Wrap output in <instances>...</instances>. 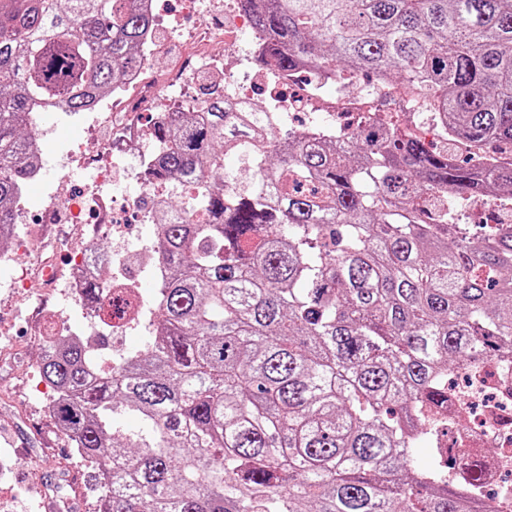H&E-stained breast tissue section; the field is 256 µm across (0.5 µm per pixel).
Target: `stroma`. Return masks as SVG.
<instances>
[{
  "instance_id": "stroma-1",
  "label": "stroma",
  "mask_w": 512,
  "mask_h": 512,
  "mask_svg": "<svg viewBox=\"0 0 512 512\" xmlns=\"http://www.w3.org/2000/svg\"><path fill=\"white\" fill-rule=\"evenodd\" d=\"M157 45L169 60H177L186 38L206 28L210 4L203 0L199 12L187 13L182 0H156ZM374 103L394 124L404 129L419 126L422 114L403 100L398 85L377 90ZM53 128L46 139L41 180L26 185L21 201L28 224L17 225L7 251L16 258L0 266V454L15 464L10 478L0 483V512H56L47 498L50 490L69 499L66 512H97L93 467L82 459L59 431L45 404L52 394L37 371V361L51 328L57 327L58 309L70 260L86 244L111 247L93 216L79 224H42L38 218L49 192L61 190L79 197L94 187L93 167L66 165L61 157L69 143L94 150L110 143L116 159L126 152L120 142H109L103 123H80L63 112L45 113Z\"/></svg>"
}]
</instances>
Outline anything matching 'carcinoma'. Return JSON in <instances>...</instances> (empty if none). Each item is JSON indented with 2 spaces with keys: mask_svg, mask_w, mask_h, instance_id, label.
Masks as SVG:
<instances>
[{
  "mask_svg": "<svg viewBox=\"0 0 512 512\" xmlns=\"http://www.w3.org/2000/svg\"><path fill=\"white\" fill-rule=\"evenodd\" d=\"M257 60L371 72L425 108L441 147L364 112L276 133L230 97L154 128L162 324L102 370L44 347L51 414L104 489L100 512H472L417 451L448 375L512 351V0H237ZM140 0H0V249L36 170L33 113L82 112L141 63ZM254 178L225 186L224 152ZM111 285L82 301L105 322ZM134 413L121 429L108 414Z\"/></svg>",
  "mask_w": 512,
  "mask_h": 512,
  "instance_id": "carcinoma-1",
  "label": "carcinoma"
}]
</instances>
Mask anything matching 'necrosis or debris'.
I'll return each mask as SVG.
<instances>
[{
  "label": "necrosis or debris",
  "instance_id": "necrosis-or-debris-1",
  "mask_svg": "<svg viewBox=\"0 0 512 512\" xmlns=\"http://www.w3.org/2000/svg\"><path fill=\"white\" fill-rule=\"evenodd\" d=\"M224 14L230 19L227 28L213 29L200 43L189 46L161 83L148 73L157 54L155 37L145 36L143 67L130 71L118 89L92 104L95 112L120 113L114 130L122 145L137 150L148 137L147 128L141 127L136 119L141 103L154 102V121H165L168 112L175 109L166 97L168 87L187 82L201 67L221 66V57L211 54V47L222 44L232 53L241 43L254 46L260 43L261 38L253 32L249 17L239 10L235 0H224ZM290 82L286 72L265 66L259 73L240 75L233 98L247 104L252 111L263 113L298 112L324 99L328 102L324 113L334 120L339 119L341 113L367 109L364 97L347 95L346 85L337 74L328 72L311 78L300 99L285 95L284 89ZM95 161L98 183L115 184L133 174L149 193L165 192L163 184L149 181L146 173L136 171L133 163L113 162L108 148H100ZM107 210L112 213L106 224V231L112 236L111 253L102 254L95 247H87L76 259L66 289L68 298H80L85 276L100 266L111 267L112 287L106 299L114 309L112 353L119 356L126 350L127 330L136 322L144 304L139 280L126 274L132 247L129 226L134 222L146 223L147 215L137 211L131 200L109 207L106 197L97 191L74 200L62 193L50 195L43 213L47 219L59 218L76 224L81 214ZM439 418L448 425L445 433L437 438L441 458L452 460L458 476H468L474 469L483 475V494L474 503L477 512H489L493 506L501 507L502 512H512V357L496 355L478 366L457 369L448 380V405L441 409Z\"/></svg>",
  "mask_w": 512,
  "mask_h": 512
}]
</instances>
